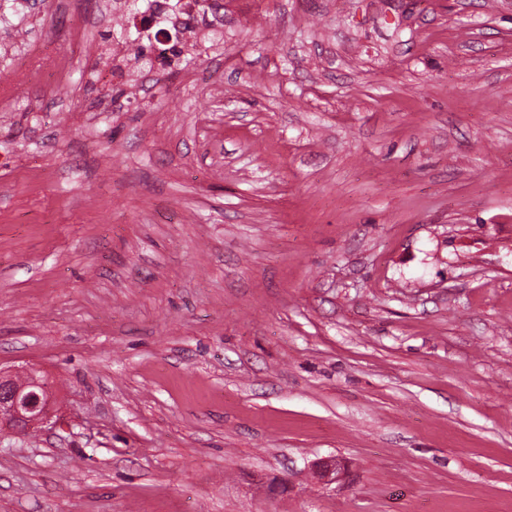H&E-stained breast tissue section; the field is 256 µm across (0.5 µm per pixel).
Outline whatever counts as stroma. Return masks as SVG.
Returning <instances> with one entry per match:
<instances>
[{"mask_svg":"<svg viewBox=\"0 0 512 512\" xmlns=\"http://www.w3.org/2000/svg\"><path fill=\"white\" fill-rule=\"evenodd\" d=\"M139 21L0 28L72 71L0 112V364L68 423L0 512H512V0Z\"/></svg>","mask_w":512,"mask_h":512,"instance_id":"1","label":"stroma"}]
</instances>
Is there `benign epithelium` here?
Masks as SVG:
<instances>
[{
	"mask_svg": "<svg viewBox=\"0 0 512 512\" xmlns=\"http://www.w3.org/2000/svg\"><path fill=\"white\" fill-rule=\"evenodd\" d=\"M44 390L37 369H31L29 380L21 384L11 371L0 368V424L13 426L24 421L28 430L50 424L47 402L42 398ZM317 472L323 481L334 482L340 476L341 465L334 459L323 460Z\"/></svg>",
	"mask_w": 512,
	"mask_h": 512,
	"instance_id": "benign-epithelium-1",
	"label": "benign epithelium"
}]
</instances>
